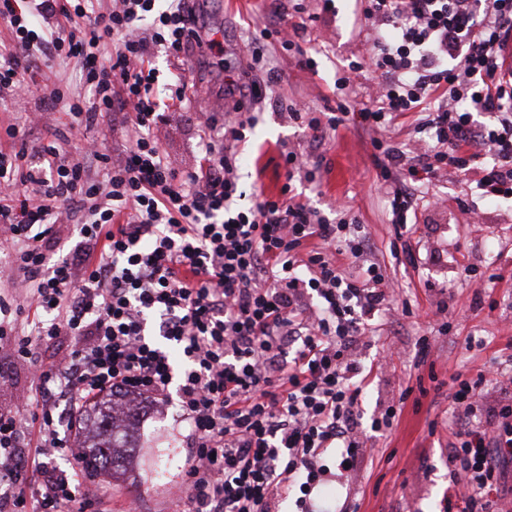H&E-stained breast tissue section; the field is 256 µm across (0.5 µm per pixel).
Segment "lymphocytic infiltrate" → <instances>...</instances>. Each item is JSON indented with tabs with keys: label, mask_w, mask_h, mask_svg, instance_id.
<instances>
[{
	"label": "lymphocytic infiltrate",
	"mask_w": 512,
	"mask_h": 512,
	"mask_svg": "<svg viewBox=\"0 0 512 512\" xmlns=\"http://www.w3.org/2000/svg\"><path fill=\"white\" fill-rule=\"evenodd\" d=\"M363 17L376 34L369 61L344 65L336 88L370 71L373 104L295 106L290 119L319 137L351 119L383 131L426 110L422 153L372 142L377 167L403 169L389 193L393 223L449 169L483 197H511L512 78L499 67L512 0H365ZM0 22L11 32L0 96L24 100L61 58L80 62L92 90L49 89L65 129L31 141L16 124L1 129L14 145L0 149V246L26 292L0 294V383L23 365L32 384L0 405V512H103L93 477L54 459L74 454L86 408L114 393L175 403L188 422L182 512H272L277 495L319 512L325 476L344 477L367 431L397 413L388 406L366 426L358 409L367 377L357 345L390 298L363 225L334 222L296 193V173L315 175L293 152L278 195L237 206L252 84L233 85L237 111L208 119L195 170L169 159L153 131L163 106L187 99L190 52L223 53L187 0H0ZM158 48L169 58L164 84L150 66ZM477 112L491 122L476 123ZM111 113L127 139L118 154L88 136ZM71 136L73 155L61 147ZM484 155L490 163L476 166ZM76 215L79 240L61 249L58 227ZM151 316L185 357L182 373L146 340ZM484 383L477 375L449 395L448 474L465 489L460 512H512V398L485 404Z\"/></svg>",
	"instance_id": "lymphocytic-infiltrate-1"
}]
</instances>
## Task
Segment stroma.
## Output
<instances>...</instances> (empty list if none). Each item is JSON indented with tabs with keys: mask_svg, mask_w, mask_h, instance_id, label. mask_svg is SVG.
I'll list each match as a JSON object with an SVG mask.
<instances>
[{
	"mask_svg": "<svg viewBox=\"0 0 512 512\" xmlns=\"http://www.w3.org/2000/svg\"><path fill=\"white\" fill-rule=\"evenodd\" d=\"M360 0H197L199 23L223 40L224 55L216 61L192 52L186 77L196 93L180 109L169 110L155 129L169 158L183 171L199 162V135L208 113L226 108L225 82L246 78L255 82L261 100L257 121L238 146L237 177L245 192L277 194L286 181L283 156L293 152L314 169L315 180L296 182L297 191L321 210L340 208L346 218L363 224L374 246V256L385 275L399 289L413 311L397 321L381 319L376 336L359 346L364 366L395 348L393 364L370 377L359 409L371 418L377 405H394L396 419L384 434L371 438L343 481L328 480L318 490L330 512H440L442 500L455 487L448 476V418L446 389L451 376L469 379L492 358H512V199H482L477 216L462 213L458 197L474 193L463 177L432 181L427 190L440 199L436 208L420 207L417 224L399 231L391 222L387 182H399L400 170L382 176L374 162L372 130L346 122L324 139L288 118L295 101L313 111L334 110L338 102L359 108L370 101L368 84L342 97L334 91L337 66L366 62L371 33L361 13ZM283 13L303 25L294 41L299 52L283 50L268 40L265 55L271 73L250 71L238 48L243 35L274 23ZM314 59L317 69L298 65L300 55ZM475 266L472 278L460 276L459 263ZM500 274L488 282L489 274ZM481 304H474V297ZM451 322L448 335H439L442 322ZM434 337L428 362H421L418 339ZM422 386L420 401L401 400L409 386ZM175 407L147 408L135 436L148 446H167L185 459L184 437ZM99 483L112 489V512H120L125 498L137 499L141 512H174L183 495L181 475L163 486L126 475H102Z\"/></svg>",
	"mask_w": 512,
	"mask_h": 512,
	"instance_id": "obj_1",
	"label": "stroma"
}]
</instances>
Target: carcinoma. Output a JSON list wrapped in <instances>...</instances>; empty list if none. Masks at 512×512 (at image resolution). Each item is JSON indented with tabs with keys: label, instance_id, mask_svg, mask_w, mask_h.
<instances>
[{
	"label": "carcinoma",
	"instance_id": "cac0c4a2",
	"mask_svg": "<svg viewBox=\"0 0 512 512\" xmlns=\"http://www.w3.org/2000/svg\"><path fill=\"white\" fill-rule=\"evenodd\" d=\"M140 423V411L127 407L124 401H107V407L100 411L99 422L94 431L86 434L83 445L78 449V461L90 476L107 475L114 478L128 471L127 444L120 437L129 433ZM169 459L162 458V449L152 448L145 452V465L150 478L161 481L168 471Z\"/></svg>",
	"mask_w": 512,
	"mask_h": 512
}]
</instances>
